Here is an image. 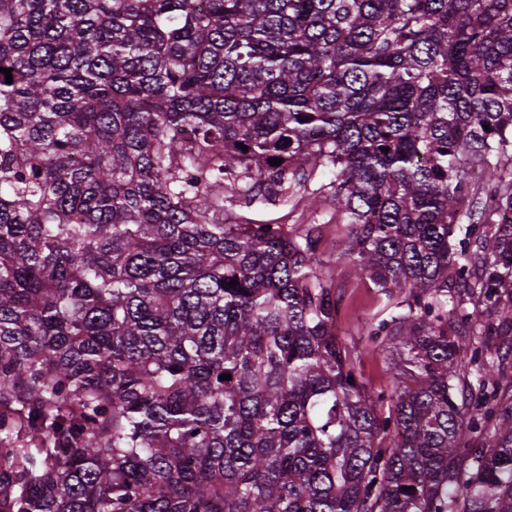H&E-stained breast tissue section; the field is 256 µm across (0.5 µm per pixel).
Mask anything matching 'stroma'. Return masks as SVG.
<instances>
[{"label": "stroma", "mask_w": 512, "mask_h": 512, "mask_svg": "<svg viewBox=\"0 0 512 512\" xmlns=\"http://www.w3.org/2000/svg\"><path fill=\"white\" fill-rule=\"evenodd\" d=\"M331 175L317 171L298 184H285L276 194L248 197L225 194L217 206L225 220L237 224H318L322 235L317 256L329 269L339 299L338 333L357 349V367L370 390L387 391L392 375L361 330L364 322H379L396 312L395 301L381 294L353 263L340 255L339 239L345 222L331 198Z\"/></svg>", "instance_id": "stroma-1"}]
</instances>
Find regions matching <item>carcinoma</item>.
I'll return each mask as SVG.
<instances>
[{"mask_svg": "<svg viewBox=\"0 0 512 512\" xmlns=\"http://www.w3.org/2000/svg\"><path fill=\"white\" fill-rule=\"evenodd\" d=\"M0 67V512H512V0H0ZM303 162L388 393L321 225L217 214ZM332 175L318 170L300 184L284 185L276 194L246 197L240 190L230 194L224 189V198L216 205L224 220L232 224H324L317 246V256L333 277L339 311L336 319L338 333L350 346L357 349V367L364 382L372 391L389 392L392 375L379 355L363 335L365 321L388 320L392 314L405 312L395 308L396 302L378 291L368 278L360 275L353 263L340 257L339 239L345 221L332 201L328 184ZM315 202L316 207H310Z\"/></svg>", "mask_w": 512, "mask_h": 512, "instance_id": "carcinoma-1", "label": "carcinoma"}]
</instances>
